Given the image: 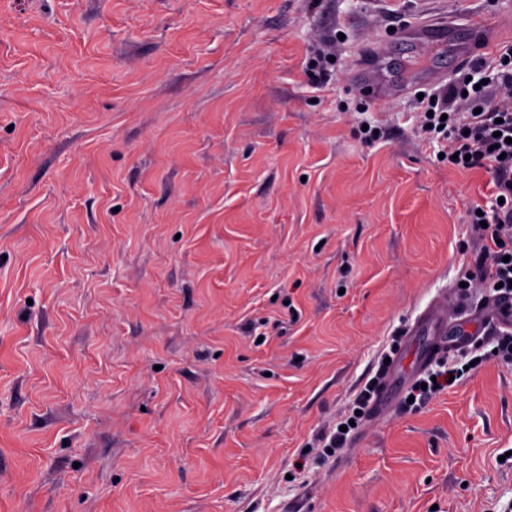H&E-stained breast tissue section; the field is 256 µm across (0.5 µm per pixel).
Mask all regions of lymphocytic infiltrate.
<instances>
[{"instance_id": "1", "label": "lymphocytic infiltrate", "mask_w": 512, "mask_h": 512, "mask_svg": "<svg viewBox=\"0 0 512 512\" xmlns=\"http://www.w3.org/2000/svg\"><path fill=\"white\" fill-rule=\"evenodd\" d=\"M487 82L472 88L469 81L450 83L422 109L425 131L442 134L453 143L448 164L469 171L486 169L494 174L495 197L492 240L497 247L491 260H477L476 270L489 287L512 281V44L504 46L497 61L485 65Z\"/></svg>"}]
</instances>
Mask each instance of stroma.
I'll return each mask as SVG.
<instances>
[{"label": "stroma", "mask_w": 512, "mask_h": 512, "mask_svg": "<svg viewBox=\"0 0 512 512\" xmlns=\"http://www.w3.org/2000/svg\"><path fill=\"white\" fill-rule=\"evenodd\" d=\"M483 8L0 0V512H512L495 337L321 443L434 297L490 299L492 175L418 104L479 55L408 39ZM372 41L407 92L354 90ZM450 375H454L452 382H449ZM432 377H436V382L432 381ZM456 380V373L453 369L446 368L445 370H439L427 376V378H421L417 380L412 386V390L408 393V398L414 396L415 403L418 399H422L425 396L432 395L440 390L447 388L452 385ZM426 383L427 388L423 390L421 384Z\"/></svg>", "instance_id": "obj_1"}]
</instances>
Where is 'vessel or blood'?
<instances>
[{"instance_id": "b4317fda", "label": "vessel or blood", "mask_w": 512, "mask_h": 512, "mask_svg": "<svg viewBox=\"0 0 512 512\" xmlns=\"http://www.w3.org/2000/svg\"><path fill=\"white\" fill-rule=\"evenodd\" d=\"M466 25L472 35V46L479 50L495 47L498 42L512 41V20L503 18L490 22L483 14L469 16ZM384 45L367 44L354 63V86L359 93H372L374 97L386 98L397 91L379 68L385 54ZM512 323V297H494L483 308L471 311L467 322L448 325V304L443 298H435L419 314L412 326L407 327L410 336L424 339L422 349L405 353H393L385 376L376 391L372 409L373 420L383 419L397 404L405 389L418 376L427 371L438 359L448 353V334L456 332L464 337L474 333H488Z\"/></svg>"}]
</instances>
